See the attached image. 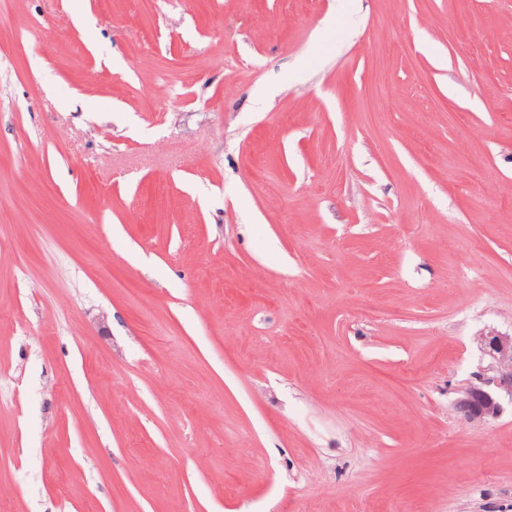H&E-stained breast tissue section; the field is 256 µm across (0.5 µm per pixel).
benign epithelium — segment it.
Segmentation results:
<instances>
[{
  "mask_svg": "<svg viewBox=\"0 0 512 512\" xmlns=\"http://www.w3.org/2000/svg\"><path fill=\"white\" fill-rule=\"evenodd\" d=\"M483 349L503 366L504 371L492 379H483L470 387L456 403V410L468 422L496 419L502 413L498 391L512 397V335L490 332L481 338Z\"/></svg>",
  "mask_w": 512,
  "mask_h": 512,
  "instance_id": "obj_1",
  "label": "benign epithelium"
}]
</instances>
